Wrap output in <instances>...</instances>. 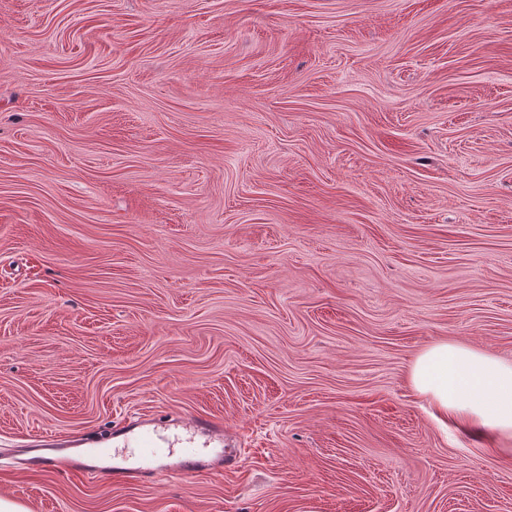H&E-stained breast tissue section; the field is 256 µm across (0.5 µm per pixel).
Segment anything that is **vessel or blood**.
<instances>
[{
  "mask_svg": "<svg viewBox=\"0 0 512 512\" xmlns=\"http://www.w3.org/2000/svg\"><path fill=\"white\" fill-rule=\"evenodd\" d=\"M183 430L184 438L175 441L167 421L145 418L116 436L70 439L61 454L83 458L84 469L99 474L105 462H112L113 474L127 478L144 476L155 466L177 480L226 467L229 458L223 448V422L199 417Z\"/></svg>",
  "mask_w": 512,
  "mask_h": 512,
  "instance_id": "1",
  "label": "vessel or blood"
}]
</instances>
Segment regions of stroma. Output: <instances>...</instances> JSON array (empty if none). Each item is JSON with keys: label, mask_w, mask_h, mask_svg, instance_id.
<instances>
[{"label": "stroma", "mask_w": 512, "mask_h": 512, "mask_svg": "<svg viewBox=\"0 0 512 512\" xmlns=\"http://www.w3.org/2000/svg\"><path fill=\"white\" fill-rule=\"evenodd\" d=\"M444 340L512 360V0H0V499L512 512ZM140 413L239 465L28 459Z\"/></svg>", "instance_id": "obj_1"}]
</instances>
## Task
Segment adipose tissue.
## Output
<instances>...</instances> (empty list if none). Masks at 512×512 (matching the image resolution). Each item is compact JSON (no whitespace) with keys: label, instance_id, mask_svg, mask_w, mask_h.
Segmentation results:
<instances>
[{"label":"adipose tissue","instance_id":"obj_1","mask_svg":"<svg viewBox=\"0 0 512 512\" xmlns=\"http://www.w3.org/2000/svg\"><path fill=\"white\" fill-rule=\"evenodd\" d=\"M408 383L444 420L469 433L512 443V360L440 341L415 357Z\"/></svg>","mask_w":512,"mask_h":512}]
</instances>
